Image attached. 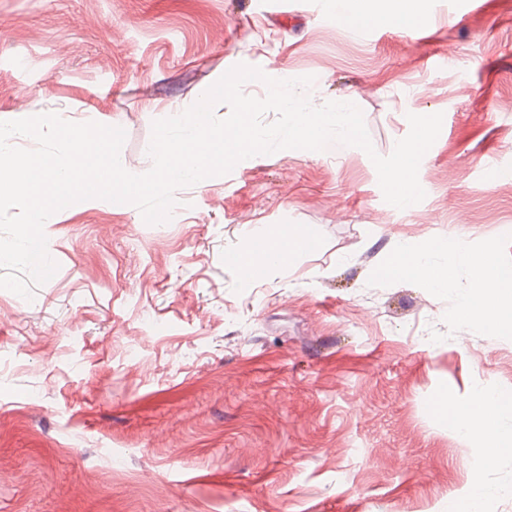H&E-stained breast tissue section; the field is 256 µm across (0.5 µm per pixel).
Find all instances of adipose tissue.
Instances as JSON below:
<instances>
[{
    "label": "adipose tissue",
    "mask_w": 512,
    "mask_h": 512,
    "mask_svg": "<svg viewBox=\"0 0 512 512\" xmlns=\"http://www.w3.org/2000/svg\"><path fill=\"white\" fill-rule=\"evenodd\" d=\"M396 2V8L389 12L368 5L366 0H337V5L347 11V21L353 25L369 26L380 21L403 28L413 25L418 18L416 0ZM312 246V238L295 237L291 228L282 225L262 230L247 246L229 251L228 259L244 274L256 277L272 269L287 268L296 252ZM461 259L482 272L473 296L462 305L463 321L512 332V275L506 274L491 251L474 255L457 247L437 263L429 258L427 250L406 245L393 253L381 275L390 281L411 279L428 288H443L448 283L449 269ZM511 415L512 395L480 392L468 404L444 410L442 420L449 429L482 442L490 456H511L512 431L499 426L502 417Z\"/></svg>",
    "instance_id": "adipose-tissue-1"
}]
</instances>
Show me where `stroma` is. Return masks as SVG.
<instances>
[{
    "instance_id": "1",
    "label": "stroma",
    "mask_w": 512,
    "mask_h": 512,
    "mask_svg": "<svg viewBox=\"0 0 512 512\" xmlns=\"http://www.w3.org/2000/svg\"><path fill=\"white\" fill-rule=\"evenodd\" d=\"M410 31L337 22L332 0H0V122L41 113L151 124L233 66L315 76L389 155L408 114H442L423 201L386 203L357 147L284 149L177 191L170 222L81 201L44 233L59 268L0 289V512H512V456L444 408L512 391V332L463 323L439 290L381 279L400 244L465 242L512 268V0H420ZM500 170L490 177L487 166ZM313 250L246 281L258 227Z\"/></svg>"
}]
</instances>
